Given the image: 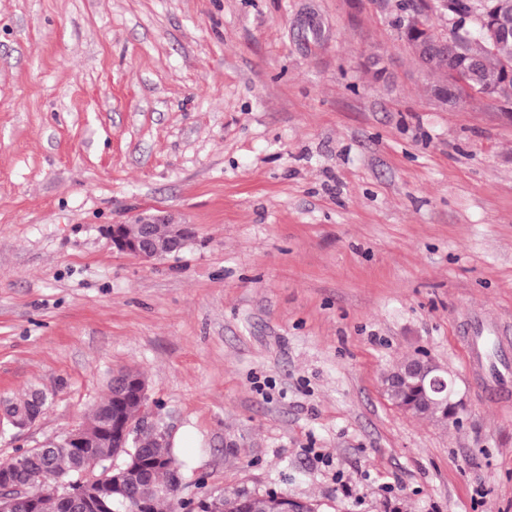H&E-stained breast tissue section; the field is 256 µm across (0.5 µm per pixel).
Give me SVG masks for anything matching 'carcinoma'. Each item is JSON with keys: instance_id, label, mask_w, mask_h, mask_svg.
I'll return each mask as SVG.
<instances>
[{"instance_id": "1", "label": "carcinoma", "mask_w": 512, "mask_h": 512, "mask_svg": "<svg viewBox=\"0 0 512 512\" xmlns=\"http://www.w3.org/2000/svg\"><path fill=\"white\" fill-rule=\"evenodd\" d=\"M483 12L490 26L498 32L496 42L485 48L470 38L460 41L455 50L434 48L424 58L415 46L423 33L414 28L400 31L417 63L431 70L438 80L430 85V93L448 84L452 73L460 71L479 92L491 88L512 89V0H484ZM421 366L407 358L384 377L389 400L413 416L431 415L441 423L454 416L446 394L430 392L428 380L420 376ZM146 385L137 370L126 369L107 381V393L94 402L87 420L80 424L84 447L71 448L67 435H62L46 448L17 449L16 454L0 460V489L26 486L35 495V512H168L172 492L180 482L177 448L168 438L153 429H142L135 448L125 447L123 429L134 425L144 407L139 391ZM48 406V396L32 388L23 394L0 402V432L15 429V421L23 416L37 419ZM142 461L138 477L126 479L122 486L114 484L112 465L125 469L132 456ZM150 478L157 492L148 496L140 508L144 479ZM187 512H316L310 501H295L283 493L270 491L264 495L234 491L207 495L185 504Z\"/></svg>"}]
</instances>
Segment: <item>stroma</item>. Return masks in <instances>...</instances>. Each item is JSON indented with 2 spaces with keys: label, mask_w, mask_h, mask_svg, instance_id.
Returning a JSON list of instances; mask_svg holds the SVG:
<instances>
[{
  "label": "stroma",
  "mask_w": 512,
  "mask_h": 512,
  "mask_svg": "<svg viewBox=\"0 0 512 512\" xmlns=\"http://www.w3.org/2000/svg\"><path fill=\"white\" fill-rule=\"evenodd\" d=\"M397 2L0 0V397L52 395L0 460L131 367L188 463L175 502L512 512V120L438 105ZM157 210L183 251L114 248ZM419 354L454 422L389 401ZM288 505L292 510L316 512L311 501H295L276 491L265 495L245 491L207 495L187 502L184 509L187 508V512H288Z\"/></svg>",
  "instance_id": "1"
}]
</instances>
